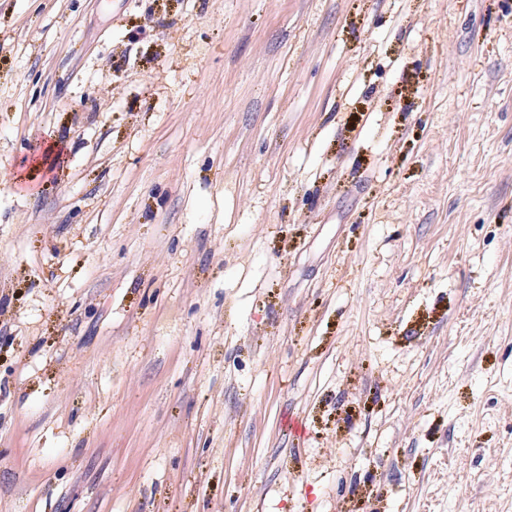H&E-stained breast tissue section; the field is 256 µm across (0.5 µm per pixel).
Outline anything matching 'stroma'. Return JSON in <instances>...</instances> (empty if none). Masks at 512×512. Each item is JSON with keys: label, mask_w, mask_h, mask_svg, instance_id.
I'll use <instances>...</instances> for the list:
<instances>
[{"label": "stroma", "mask_w": 512, "mask_h": 512, "mask_svg": "<svg viewBox=\"0 0 512 512\" xmlns=\"http://www.w3.org/2000/svg\"><path fill=\"white\" fill-rule=\"evenodd\" d=\"M0 512H512V0H0Z\"/></svg>", "instance_id": "35a3bbf8"}]
</instances>
